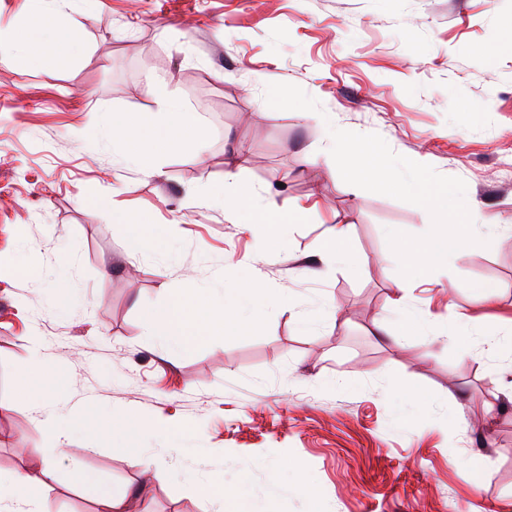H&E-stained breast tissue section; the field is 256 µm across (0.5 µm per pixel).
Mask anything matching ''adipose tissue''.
Masks as SVG:
<instances>
[{"label": "adipose tissue", "mask_w": 512, "mask_h": 512, "mask_svg": "<svg viewBox=\"0 0 512 512\" xmlns=\"http://www.w3.org/2000/svg\"><path fill=\"white\" fill-rule=\"evenodd\" d=\"M26 2L29 14L36 17L37 23L19 40L22 58L33 67L71 63L82 49L76 31L62 26L53 0ZM148 92L158 107L156 122L145 123L140 113L129 111L115 112L102 120L113 150L129 164L141 163L151 152L174 153L187 149L200 135L195 113L185 110L168 84L149 81ZM203 200L222 207L231 223L256 229L270 237L277 234L280 225L294 221L293 214L276 211L270 206L257 208L250 198L228 192L210 191L204 194ZM114 221L125 225L130 252L146 247L156 254L166 253L168 235L162 226L146 223L127 213L115 214ZM258 263L255 257L244 261L241 282L225 290L223 297H215L207 289L173 293L166 306L150 313L156 335L168 345L184 348L199 339L229 332L238 335L250 332L257 323L258 307L278 294L277 288L261 273ZM29 413L33 420L59 437L76 425L88 431L102 426L123 434L141 431L140 425L126 414L113 415L105 421L87 412L74 417L58 415L50 409L49 399L42 393L31 396ZM74 480L96 503L97 512H150L146 484L115 488L84 471L75 472ZM3 501L11 503L16 512H44L40 487L24 471L0 477V502Z\"/></svg>", "instance_id": "adipose-tissue-1"}]
</instances>
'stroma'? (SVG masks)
Returning <instances> with one entry per match:
<instances>
[{
	"label": "stroma",
	"mask_w": 512,
	"mask_h": 512,
	"mask_svg": "<svg viewBox=\"0 0 512 512\" xmlns=\"http://www.w3.org/2000/svg\"><path fill=\"white\" fill-rule=\"evenodd\" d=\"M22 6L0 0V472L36 478L48 512H95L67 481L77 466L139 483L133 448L152 461V512H212L226 485L268 512H512V357L486 343L512 335V52L499 47L512 0H66L84 51L64 69L24 63ZM151 79L201 135L127 164L99 122L154 118ZM274 82L300 86L326 120L270 108ZM330 124L381 135L476 202L478 244L406 282L427 327L401 343L386 232L420 236L432 218L346 184ZM229 171L258 205L289 213L315 191L323 204L260 239L202 201ZM116 210L165 225L168 253L128 254ZM339 219L347 266L319 252ZM260 249L281 297L254 331L187 349L154 335L149 313L173 292L236 287ZM24 263L36 277L19 276ZM451 328L456 343L436 344ZM48 367L57 412H124L148 434L78 428L58 442L28 412L42 383L22 381ZM186 422L196 431L173 433Z\"/></svg>",
	"instance_id": "1"
}]
</instances>
